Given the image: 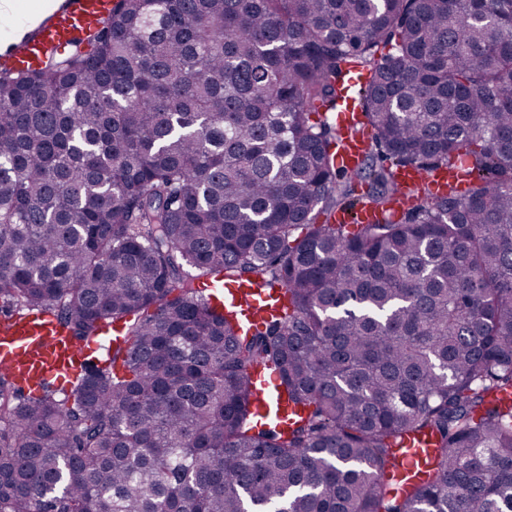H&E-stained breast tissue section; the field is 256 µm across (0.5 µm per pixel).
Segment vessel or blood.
Segmentation results:
<instances>
[{"label": "vessel or blood", "instance_id": "1", "mask_svg": "<svg viewBox=\"0 0 512 512\" xmlns=\"http://www.w3.org/2000/svg\"><path fill=\"white\" fill-rule=\"evenodd\" d=\"M109 0H0V61L6 67L36 63L46 49L80 43L89 21L102 15ZM461 168H408L400 172L399 207L415 204L420 188L443 194L449 183H463ZM208 296L237 311L249 324L261 323L279 305V293L247 283L205 285ZM88 344L72 340L52 314L28 315L0 322V371L8 373L23 390L63 381L87 361ZM251 378L260 410L275 408L274 376L255 371ZM426 448L416 444L401 449L394 466L396 476L412 478L425 468Z\"/></svg>", "mask_w": 512, "mask_h": 512}]
</instances>
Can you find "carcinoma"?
<instances>
[{
    "label": "carcinoma",
    "mask_w": 512,
    "mask_h": 512,
    "mask_svg": "<svg viewBox=\"0 0 512 512\" xmlns=\"http://www.w3.org/2000/svg\"><path fill=\"white\" fill-rule=\"evenodd\" d=\"M86 41L0 73V312L126 340L68 398L0 373V512H512V0H115ZM463 150L466 194L391 218L393 168ZM367 178L382 219L331 223ZM215 278L285 306L249 328ZM254 386V399L262 413L270 408L276 410L277 405L274 398L276 379L273 375L264 372L249 370ZM426 447L424 443L402 448L397 456L394 474L402 478H412L425 469Z\"/></svg>",
    "instance_id": "carcinoma-1"
}]
</instances>
